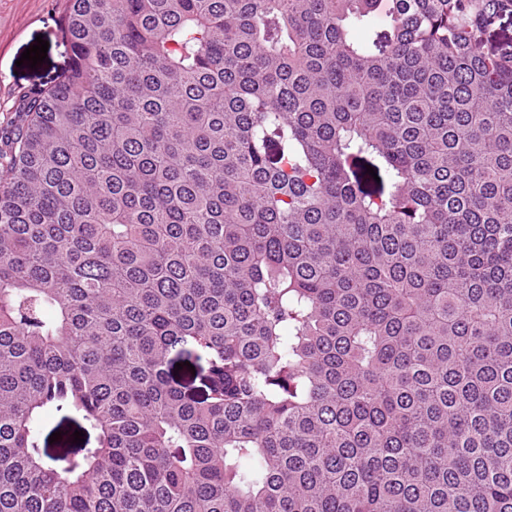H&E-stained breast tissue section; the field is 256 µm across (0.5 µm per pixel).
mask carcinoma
Returning a JSON list of instances; mask_svg holds the SVG:
<instances>
[{"label":"carcinoma","mask_w":512,"mask_h":512,"mask_svg":"<svg viewBox=\"0 0 512 512\" xmlns=\"http://www.w3.org/2000/svg\"><path fill=\"white\" fill-rule=\"evenodd\" d=\"M505 15L73 0L0 133V512H512ZM75 430H83L85 433L84 442L80 444L73 443V433ZM60 431L61 437L53 443H49V437L52 433ZM97 432L90 428L82 419L80 413L73 409L64 407L60 411L53 410L44 420L42 426V446L45 440L47 452L51 455L62 453H80L81 448H90L96 444Z\"/></svg>","instance_id":"carcinoma-1"}]
</instances>
